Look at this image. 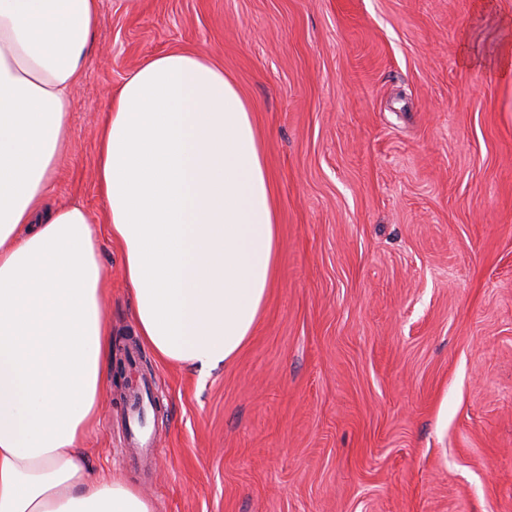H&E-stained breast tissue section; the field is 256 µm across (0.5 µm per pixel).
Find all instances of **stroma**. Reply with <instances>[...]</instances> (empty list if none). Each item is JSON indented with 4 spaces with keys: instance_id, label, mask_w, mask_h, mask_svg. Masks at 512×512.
Listing matches in <instances>:
<instances>
[{
    "instance_id": "stroma-1",
    "label": "stroma",
    "mask_w": 512,
    "mask_h": 512,
    "mask_svg": "<svg viewBox=\"0 0 512 512\" xmlns=\"http://www.w3.org/2000/svg\"><path fill=\"white\" fill-rule=\"evenodd\" d=\"M512 0H99L55 202L102 217L99 130L165 52L222 66L264 143L281 259L241 352L141 347L155 457L114 379L85 450L156 512H512ZM494 59L474 69L464 52ZM106 315L135 337L118 246Z\"/></svg>"
}]
</instances>
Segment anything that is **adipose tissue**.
<instances>
[{
  "mask_svg": "<svg viewBox=\"0 0 512 512\" xmlns=\"http://www.w3.org/2000/svg\"><path fill=\"white\" fill-rule=\"evenodd\" d=\"M98 0H0V512H156L83 448L112 360L102 240L122 252L137 335L214 368L252 336L279 262L264 145L205 56L135 69L99 134L105 221L50 204Z\"/></svg>",
  "mask_w": 512,
  "mask_h": 512,
  "instance_id": "1",
  "label": "adipose tissue"
}]
</instances>
